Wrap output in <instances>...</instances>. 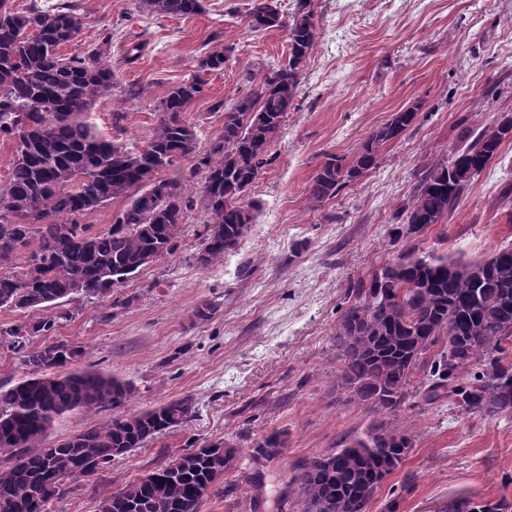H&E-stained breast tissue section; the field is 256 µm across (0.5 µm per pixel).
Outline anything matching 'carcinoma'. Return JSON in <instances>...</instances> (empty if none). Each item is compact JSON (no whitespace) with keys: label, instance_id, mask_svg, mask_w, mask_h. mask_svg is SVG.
Returning <instances> with one entry per match:
<instances>
[{"label":"carcinoma","instance_id":"1","mask_svg":"<svg viewBox=\"0 0 512 512\" xmlns=\"http://www.w3.org/2000/svg\"><path fill=\"white\" fill-rule=\"evenodd\" d=\"M203 0H139L157 16L200 13ZM310 0L284 19L272 0H253L245 15L252 31L288 32V63L263 74H247V91L224 104L222 131L197 154V134L183 117L203 91L200 74L224 69L225 51L196 57L197 75L169 90L158 105L152 137L132 147L99 135L87 120L109 94L114 73L108 62L112 36L82 55L61 53L79 35L82 19L69 5L32 2L23 12L0 6V138L15 142V160L0 187V308L23 312L57 308L54 316L0 328L22 353L29 375L0 386V512H45L69 483L90 477L116 458L142 447L193 413L190 396L151 410L118 413L69 438L45 445L54 420L71 411L96 413L123 407L134 389L127 381L92 367L67 370L83 356L80 346L56 343L27 349L69 318L63 306L108 296L150 264L149 257L177 248L189 211L201 208L208 225L197 263L207 268L224 259L252 231L256 205L248 191L274 162L272 145L283 132L304 65L316 43ZM420 106L396 112L360 145L350 162L331 155L308 187L322 204L359 181L383 160L382 147L414 126ZM512 139V115L452 148L448 159L425 169L413 194L400 204L390 245L396 256L350 288L354 303L336 328L341 350L336 390L375 412L395 414L408 397L432 402L453 397L466 415L512 414V245L491 258L463 261L418 253L410 239L452 211L466 186ZM204 172L201 182L182 175L162 177L182 159ZM115 199L125 200L108 227L94 231L79 218ZM211 224L224 227L217 235ZM38 260L36 275L30 263ZM482 363V373L464 369ZM59 372L54 386L36 376ZM422 380L412 385L416 375ZM287 439L271 431L251 448L253 463L277 458ZM414 443L411 433L370 426L364 436L303 462L289 488L302 512H368L386 478L390 460ZM241 449L225 440L189 449L165 464L122 483L100 497L97 512H200L202 503L224 493V472Z\"/></svg>","mask_w":512,"mask_h":512}]
</instances>
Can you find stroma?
<instances>
[{"label":"stroma","mask_w":512,"mask_h":512,"mask_svg":"<svg viewBox=\"0 0 512 512\" xmlns=\"http://www.w3.org/2000/svg\"><path fill=\"white\" fill-rule=\"evenodd\" d=\"M84 25L68 47L77 54L111 36L113 87L88 121L107 138L145 143L155 106L189 77L210 39L228 51L223 70L203 74V93L185 118L206 147L224 124L214 111L244 91L246 70L288 61L285 30L252 32V0H204L201 13L156 17L135 0H76ZM317 44L297 107L273 145L275 162L252 186L259 205L251 234L223 261L200 267L205 227L187 215L173 253L113 288L108 298L77 301L70 320L31 337L30 349L82 346L88 366L130 382L127 412L184 396L195 410L181 426L117 459L92 480L70 483L46 512H96L101 496L161 465L190 444L223 439L250 450L264 434L286 432L284 455L263 469L256 512H277L296 466L369 426H398L414 438L404 464L377 492L369 512H512V415L479 418L453 400L409 399L396 415L347 401L336 391V326L351 284L390 259L397 205L421 171L463 146L464 132L512 111V0H311ZM133 43L145 49L123 60ZM126 117L113 125L116 102ZM421 104L418 121L383 149L384 158L332 200L311 203L307 186L327 155L351 158L393 113ZM512 140L461 195L443 223L414 236L420 251L483 260L512 244ZM213 308L196 318L201 304ZM241 460L224 476V493L201 512H236L252 492Z\"/></svg>","instance_id":"obj_1"}]
</instances>
